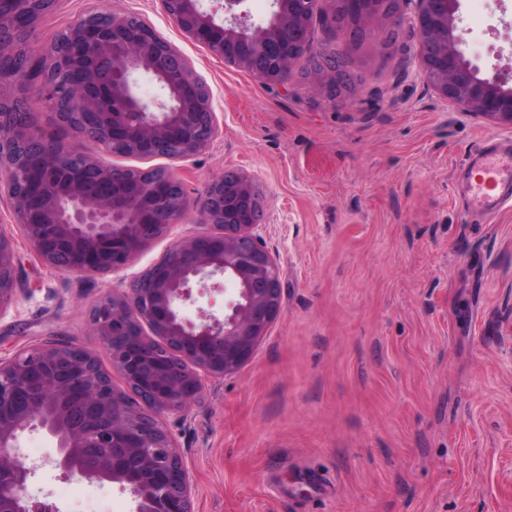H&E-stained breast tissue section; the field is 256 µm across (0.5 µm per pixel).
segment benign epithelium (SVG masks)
<instances>
[{
    "mask_svg": "<svg viewBox=\"0 0 512 512\" xmlns=\"http://www.w3.org/2000/svg\"><path fill=\"white\" fill-rule=\"evenodd\" d=\"M55 0H0V190L15 223L42 262L64 274L110 273L182 224L189 209L213 231L177 241L121 293L99 300L90 323L112 369L128 391L112 385L97 357L73 344L33 347L0 357V512H36L28 494L35 467L19 446L38 426L58 440L52 467L101 486L129 490L132 512H193L192 488L180 453L155 415L182 412L198 402L205 381L238 372L254 355L281 310L280 272L258 234L263 200L257 184L236 171L210 181L190 202L170 171L142 175L123 191L125 171L49 137L26 119L32 102L54 111L59 127L103 148L120 136L133 155L188 159L215 133L212 96L187 83L190 67L140 18L105 12L112 23L91 26V14L50 45L41 58L43 80L31 84L27 65L1 66L25 50L39 19ZM162 0L164 10L193 41L268 85H282L300 49L309 48L320 0H272L269 17L252 19L248 0ZM415 5L412 26L428 84L464 111L512 126V74L478 76L455 35L460 0H335L334 17L360 19L373 6L391 12ZM152 76L159 94L145 98L138 75ZM344 83L336 68L321 67L313 89L336 104ZM39 152L44 163L28 165ZM234 284L224 314L183 313L193 288ZM17 263L0 232V317L15 304ZM158 331L164 340L148 336Z\"/></svg>",
    "mask_w": 512,
    "mask_h": 512,
    "instance_id": "obj_1",
    "label": "benign epithelium"
}]
</instances>
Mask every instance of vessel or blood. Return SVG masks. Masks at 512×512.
I'll list each match as a JSON object with an SVG mask.
<instances>
[{"instance_id":"1","label":"vessel or blood","mask_w":512,"mask_h":512,"mask_svg":"<svg viewBox=\"0 0 512 512\" xmlns=\"http://www.w3.org/2000/svg\"><path fill=\"white\" fill-rule=\"evenodd\" d=\"M467 206L494 212L512 203V149L482 146L466 159Z\"/></svg>"}]
</instances>
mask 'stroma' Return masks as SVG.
<instances>
[{
    "mask_svg": "<svg viewBox=\"0 0 512 512\" xmlns=\"http://www.w3.org/2000/svg\"><path fill=\"white\" fill-rule=\"evenodd\" d=\"M92 10L137 15L180 52L216 123L184 161L100 159L172 171L193 200L224 172L246 173L280 270L281 313L251 361L158 417L195 512H512V208L477 219L462 203L467 154L512 148V127L427 84L410 8L371 12L357 37L348 22L314 21L311 56L339 59L354 81L333 104L308 89V58L289 82L264 84L187 38L161 0H56L31 52ZM457 33L480 76L512 68V0H460ZM209 230L192 211L122 271L67 275L42 264L0 198L19 272L0 356L73 342L111 371L91 307ZM28 491L59 512L133 508L118 485L51 467Z\"/></svg>",
    "mask_w": 512,
    "mask_h": 512,
    "instance_id": "stroma-1",
    "label": "stroma"
}]
</instances>
